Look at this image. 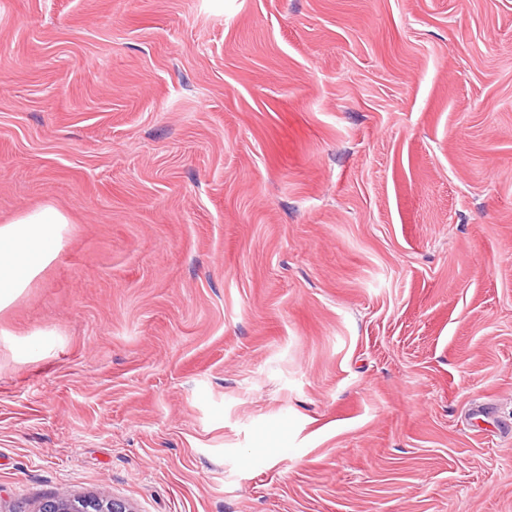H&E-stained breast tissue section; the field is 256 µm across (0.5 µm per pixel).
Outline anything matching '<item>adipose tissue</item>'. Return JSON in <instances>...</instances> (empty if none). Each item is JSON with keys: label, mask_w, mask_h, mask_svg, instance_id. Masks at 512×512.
Wrapping results in <instances>:
<instances>
[{"label": "adipose tissue", "mask_w": 512, "mask_h": 512, "mask_svg": "<svg viewBox=\"0 0 512 512\" xmlns=\"http://www.w3.org/2000/svg\"><path fill=\"white\" fill-rule=\"evenodd\" d=\"M68 217L46 204L0 225V310L12 305L56 256Z\"/></svg>", "instance_id": "ef3b65f1"}]
</instances>
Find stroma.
Instances as JSON below:
<instances>
[{"instance_id":"stroma-1","label":"stroma","mask_w":512,"mask_h":512,"mask_svg":"<svg viewBox=\"0 0 512 512\" xmlns=\"http://www.w3.org/2000/svg\"><path fill=\"white\" fill-rule=\"evenodd\" d=\"M47 203L0 512H512V0H0ZM34 512H135L126 500L105 495L50 497Z\"/></svg>"}]
</instances>
